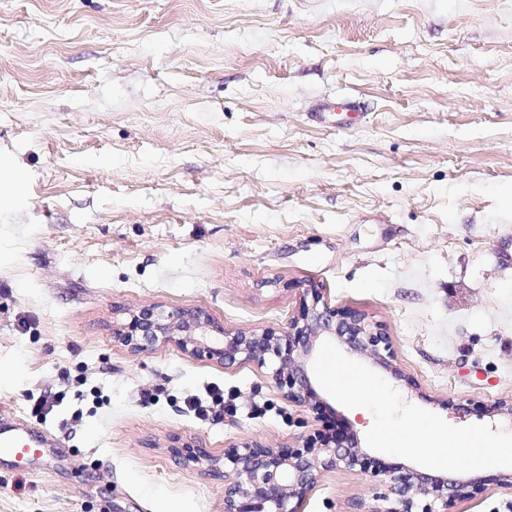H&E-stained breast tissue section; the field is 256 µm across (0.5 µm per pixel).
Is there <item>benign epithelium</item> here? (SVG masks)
Returning a JSON list of instances; mask_svg holds the SVG:
<instances>
[{
    "label": "benign epithelium",
    "mask_w": 512,
    "mask_h": 512,
    "mask_svg": "<svg viewBox=\"0 0 512 512\" xmlns=\"http://www.w3.org/2000/svg\"><path fill=\"white\" fill-rule=\"evenodd\" d=\"M302 293L311 297V303L303 304L286 331L229 332L214 326L200 309L141 307L129 312V321L114 336L134 353L172 343L190 356L226 365L249 362L262 369L272 362L273 376L285 388L286 398L319 410L323 401L305 365L318 340H337L387 367L390 345L382 329L370 326L362 313L331 307L312 285H305ZM184 447L180 439L172 438L174 454L184 455L190 463L204 461L213 476L224 479V512H299L322 472L363 462L358 441L342 433L314 435L297 448H274L253 441L224 451L222 459L201 448L185 453ZM379 474L388 487L383 496L386 506L379 512H433L427 501H446L450 496L468 494L474 487L472 482L410 469H384Z\"/></svg>",
    "instance_id": "7a95c632"
}]
</instances>
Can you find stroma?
Wrapping results in <instances>:
<instances>
[{
    "label": "stroma",
    "instance_id": "1",
    "mask_svg": "<svg viewBox=\"0 0 512 512\" xmlns=\"http://www.w3.org/2000/svg\"><path fill=\"white\" fill-rule=\"evenodd\" d=\"M307 283L383 325L405 403L512 430V0H0V415L65 452L1 463L0 512H224L170 437L364 439L367 409L113 335L143 306L282 331ZM213 385L229 412H187ZM501 473L436 512H512ZM383 491L327 471L301 510ZM366 106L365 103L355 96H345L332 100H323L315 104L310 116L321 122L331 121L334 114L339 112L346 113H363Z\"/></svg>",
    "mask_w": 512,
    "mask_h": 512
}]
</instances>
